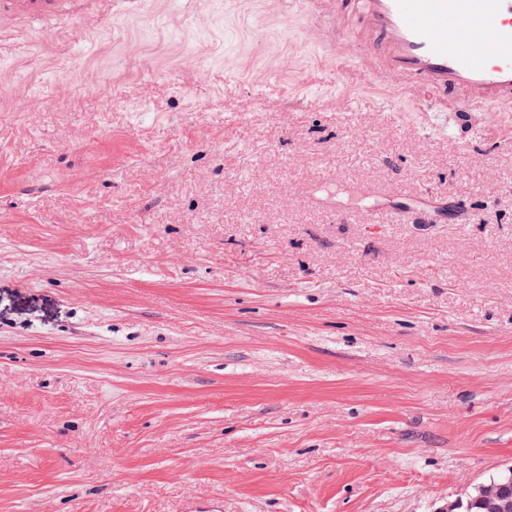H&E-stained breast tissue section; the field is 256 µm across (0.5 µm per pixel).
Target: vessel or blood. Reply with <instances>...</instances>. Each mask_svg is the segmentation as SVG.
Masks as SVG:
<instances>
[{
	"label": "vessel or blood",
	"instance_id": "1",
	"mask_svg": "<svg viewBox=\"0 0 512 512\" xmlns=\"http://www.w3.org/2000/svg\"><path fill=\"white\" fill-rule=\"evenodd\" d=\"M318 47L351 60L335 81L395 88L399 101L430 113L431 127L465 144L463 127L489 106H512V0H296ZM64 0H0V30L58 17ZM429 190L399 207L370 209L369 224L434 223Z\"/></svg>",
	"mask_w": 512,
	"mask_h": 512
}]
</instances>
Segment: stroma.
<instances>
[{"instance_id":"1","label":"stroma","mask_w":512,"mask_h":512,"mask_svg":"<svg viewBox=\"0 0 512 512\" xmlns=\"http://www.w3.org/2000/svg\"><path fill=\"white\" fill-rule=\"evenodd\" d=\"M83 13L0 34V512H445L511 468L512 107L390 119L279 0ZM402 207H388L365 211L366 224L437 223L439 210L432 191L421 190L414 194L400 195Z\"/></svg>"}]
</instances>
